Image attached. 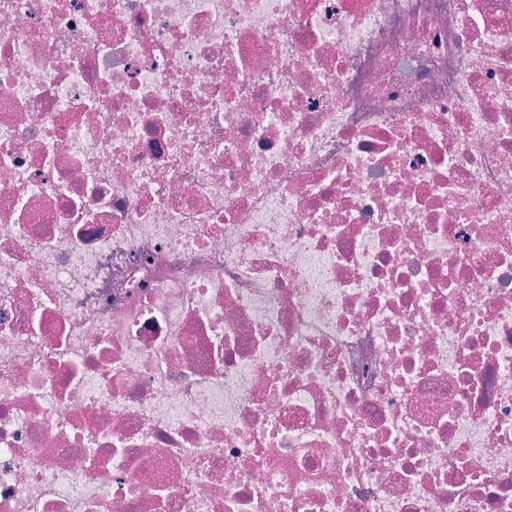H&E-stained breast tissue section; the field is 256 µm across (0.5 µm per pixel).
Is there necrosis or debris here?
Instances as JSON below:
<instances>
[{"label":"necrosis or debris","instance_id":"4bbe7bcc","mask_svg":"<svg viewBox=\"0 0 512 512\" xmlns=\"http://www.w3.org/2000/svg\"><path fill=\"white\" fill-rule=\"evenodd\" d=\"M0 512H512V0H0Z\"/></svg>","mask_w":512,"mask_h":512}]
</instances>
